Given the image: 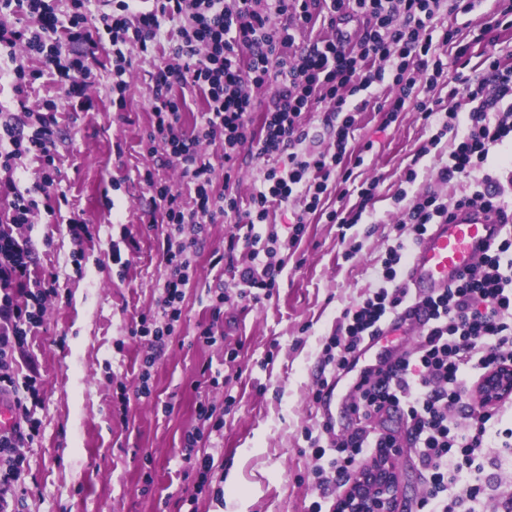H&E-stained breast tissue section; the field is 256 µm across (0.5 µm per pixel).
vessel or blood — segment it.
I'll list each match as a JSON object with an SVG mask.
<instances>
[{"instance_id": "b4317fda", "label": "vessel or blood", "mask_w": 512, "mask_h": 512, "mask_svg": "<svg viewBox=\"0 0 512 512\" xmlns=\"http://www.w3.org/2000/svg\"><path fill=\"white\" fill-rule=\"evenodd\" d=\"M500 233L493 213L462 210L446 224L430 225L407 263L403 285L416 295L453 284L496 243Z\"/></svg>"}]
</instances>
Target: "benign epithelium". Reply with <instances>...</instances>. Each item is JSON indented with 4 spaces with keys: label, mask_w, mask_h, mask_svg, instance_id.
<instances>
[{
    "label": "benign epithelium",
    "mask_w": 512,
    "mask_h": 512,
    "mask_svg": "<svg viewBox=\"0 0 512 512\" xmlns=\"http://www.w3.org/2000/svg\"><path fill=\"white\" fill-rule=\"evenodd\" d=\"M512 395V367L496 366L478 382L473 404L489 407ZM401 485L396 454L371 458L358 470L336 501V512H401Z\"/></svg>",
    "instance_id": "1"
}]
</instances>
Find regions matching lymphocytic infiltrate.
I'll use <instances>...</instances> for the list:
<instances>
[{"label":"lymphocytic infiltrate","mask_w":512,"mask_h":512,"mask_svg":"<svg viewBox=\"0 0 512 512\" xmlns=\"http://www.w3.org/2000/svg\"><path fill=\"white\" fill-rule=\"evenodd\" d=\"M442 0H152L148 10L134 0H70L64 10L58 0H0V48H23L37 68L15 65L11 71L17 108L0 113V198L9 201V230L0 231V395L11 396L16 422L0 433V512H16L18 479L25 448L40 432L31 411L40 400L42 380L36 366L27 373L15 368V355L27 336L43 323L47 299L56 294L58 278L31 271L32 251L21 227L32 224L40 197L49 196L56 182L59 134L58 105L48 99L30 107L27 87L51 76L62 90L71 111L92 108L89 89L97 78V60L91 47L109 42L108 70L112 104L128 106L127 76L132 67L128 45L150 55L152 129L141 146L148 157L180 167L182 187L155 179L145 170L142 179L151 192L149 223L181 232L179 240H165L167 269L158 311L140 319L138 336L150 349L162 348L181 314L186 288L193 275L187 259L196 233L218 220L232 222L236 232L224 249L232 260L240 242L254 244L253 230L263 223L275 204L301 199L286 240L271 238L265 263L234 266L242 296L260 301L271 296L281 266L280 250L293 248L306 215L315 213L329 182L347 183L351 169L344 160L352 155L351 140L367 92L385 81L399 85L400 93L378 106L384 123L396 121L406 106L423 120H439L453 134L446 165L436 177L447 184L474 178L476 190L449 205L434 192L416 197L402 214L399 227L412 235L397 238L388 251L382 278L384 287L355 310L346 311L341 334L330 337L316 380V398L333 390L357 361L360 348L376 336L409 302H417L427 321L412 352L383 367L366 370L350 407L355 414L352 431L309 437V447L320 462L315 469L320 491L309 512H322L323 500L339 490L342 480L358 465L386 449H410L421 467L426 488L420 512H512V489H489L483 479V460L494 449L512 447V427L504 418L512 400L474 411L469 407L476 382L492 367L512 363V199L483 167L492 147L512 137V113L500 109L512 99V68L492 63L487 77L467 82L464 91L474 106L459 120L455 105L415 94L417 81L436 87L446 69L447 47L453 29L433 38L434 22ZM27 22L16 26L12 16ZM280 24H273V17ZM361 20L356 37L321 38L296 47L297 32L318 20ZM175 35L171 51L160 48L162 34ZM278 87L266 104L255 93L269 83ZM200 92L205 107L193 129H186L183 114L186 94ZM328 103L332 128L331 148L297 152L309 137L304 120L313 104ZM222 147L225 172L234 171L245 147L267 160L262 185L248 205L232 193L213 190L215 166L201 154V142ZM287 156L285 167L274 158ZM38 162L29 186H22L17 162L26 157ZM473 207L496 214L507 227L493 249L442 292L414 299L402 288L411 244L433 224L446 222L455 208ZM397 412L406 425L405 438L377 431L374 422L384 412Z\"/></svg>","instance_id":"lymphocytic-infiltrate-1"}]
</instances>
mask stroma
<instances>
[{"label":"stroma","instance_id":"35a3bbf8","mask_svg":"<svg viewBox=\"0 0 512 512\" xmlns=\"http://www.w3.org/2000/svg\"><path fill=\"white\" fill-rule=\"evenodd\" d=\"M510 7L512 0H478L471 14L445 7L438 14V28H456L467 48L436 88L440 97L454 95L460 111L471 103L457 89L459 76H484L493 58L512 65V26L482 30L484 19ZM150 69L141 59L131 70L127 111L113 110L104 74L90 91L93 110H62L55 192L67 201L60 214H40L24 230L37 270L57 275L58 293L16 362L21 371L35 362L42 376L33 409L40 434L25 451L18 512H308L319 490L304 431L321 423L313 392L323 343L344 310L381 285L403 209L398 192L453 201L473 183L437 181L451 139L432 144L436 125L414 109L388 126L379 112L360 113L354 144L364 147L363 162L347 194L330 190L324 213L307 216L272 297L259 305L238 299L236 280L215 263L234 227L206 225L189 254L194 286L182 318L150 370L152 396L120 405L119 386L133 384L148 354L133 330L156 312L166 274L161 228L139 221L151 204L139 174L151 166L159 181L181 183L177 167L155 165L141 150L151 129ZM262 167L245 155L232 178L216 172L215 192L248 197L261 186ZM411 167L417 178L409 185ZM372 179L379 185L360 223L345 231L328 223L326 212L354 208ZM73 213L89 228L79 243L65 224ZM127 230L139 249L122 264L113 250ZM216 288L230 297L218 315L208 295ZM210 323L219 333L213 345L198 338ZM202 403L223 413V428L200 425ZM197 426L201 451L214 459L203 485L182 454L186 432Z\"/></svg>","mask_w":512,"mask_h":512}]
</instances>
